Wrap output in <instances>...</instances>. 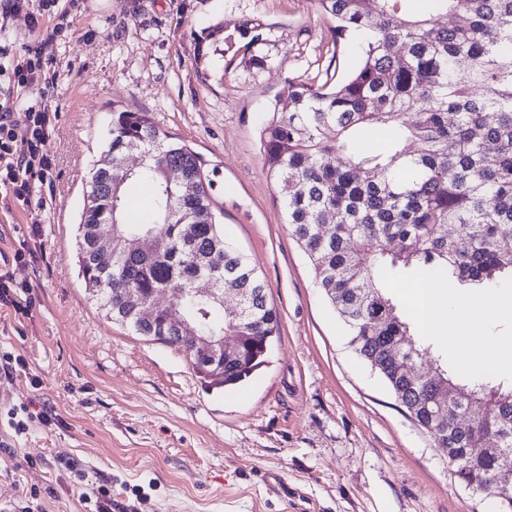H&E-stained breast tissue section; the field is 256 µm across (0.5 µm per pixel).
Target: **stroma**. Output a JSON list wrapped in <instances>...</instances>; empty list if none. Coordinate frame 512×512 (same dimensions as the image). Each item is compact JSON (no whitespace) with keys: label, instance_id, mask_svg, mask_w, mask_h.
Returning a JSON list of instances; mask_svg holds the SVG:
<instances>
[{"label":"stroma","instance_id":"1","mask_svg":"<svg viewBox=\"0 0 512 512\" xmlns=\"http://www.w3.org/2000/svg\"><path fill=\"white\" fill-rule=\"evenodd\" d=\"M45 25L0 23V58L36 47L55 72L58 115L34 205L0 207V264L30 303L0 307V356L25 361L0 370V512H95L85 483L112 512H501L354 353L267 174L269 103L289 82L344 77L355 39L317 0H58ZM116 110L147 113L202 158L224 238L279 313L265 364L238 387H208L183 352L107 318L79 274L77 226ZM44 407L61 425L38 419Z\"/></svg>","mask_w":512,"mask_h":512}]
</instances>
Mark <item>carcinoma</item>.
Here are the masks:
<instances>
[{
    "label": "carcinoma",
    "mask_w": 512,
    "mask_h": 512,
    "mask_svg": "<svg viewBox=\"0 0 512 512\" xmlns=\"http://www.w3.org/2000/svg\"><path fill=\"white\" fill-rule=\"evenodd\" d=\"M417 2L319 0L337 35H366L361 63L333 86L288 83V106L274 105L260 137L291 233L350 346L435 447L448 449L458 480L485 487L488 474L512 466V383L479 372L459 378L431 348L412 343L383 272L412 270L417 280L454 279L463 288L512 279V0ZM436 14L453 22L437 25ZM328 127L332 139L323 135ZM368 129L384 131V139L362 146ZM109 136L78 227L86 284L112 320L182 350L208 384H239L264 364L279 316L246 256L224 240L204 163L144 113L112 112ZM134 151L145 160L132 171L123 159ZM168 167L180 178L168 179ZM131 186L151 193V210L138 218L127 211ZM109 218L131 241L155 229L156 251L102 264L93 228ZM395 240L400 249L392 252L387 243ZM199 277L220 289L231 284L242 302L236 317L182 299L203 332L245 337L241 359L218 374L203 367L159 304L160 294L178 297ZM131 292L155 307L153 322L127 305ZM402 350L419 365L432 362L423 381L405 377L395 360ZM481 404L488 416L477 418ZM486 436L498 439L503 455L458 469L459 453Z\"/></svg>",
    "instance_id": "cac0c4a2"
}]
</instances>
